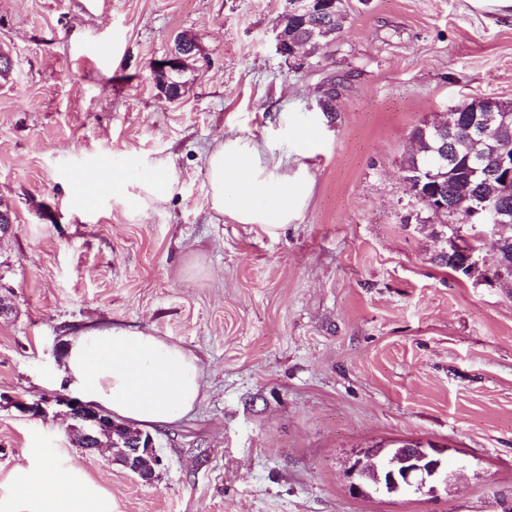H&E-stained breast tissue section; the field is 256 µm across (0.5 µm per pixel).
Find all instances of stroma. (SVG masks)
<instances>
[{
    "mask_svg": "<svg viewBox=\"0 0 512 512\" xmlns=\"http://www.w3.org/2000/svg\"><path fill=\"white\" fill-rule=\"evenodd\" d=\"M284 0H0V487L62 456L119 512H507L512 507V282L438 265V219L402 178L417 127L471 98L512 101V10L468 0H347L317 64L276 51ZM204 62L172 102L149 65L179 33ZM109 55H100L103 44ZM335 88L337 110L318 101ZM306 128L309 143L294 141ZM233 131L313 187L271 237L215 214L206 157ZM169 159L181 188L147 212L117 194ZM146 330L183 347L199 401L152 431L145 483L110 447L76 448L63 407L68 340ZM442 448L434 495L364 498L348 468L380 443Z\"/></svg>",
    "mask_w": 512,
    "mask_h": 512,
    "instance_id": "stroma-1",
    "label": "stroma"
}]
</instances>
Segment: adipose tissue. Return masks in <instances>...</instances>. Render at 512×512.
<instances>
[{
    "label": "adipose tissue",
    "instance_id": "obj_1",
    "mask_svg": "<svg viewBox=\"0 0 512 512\" xmlns=\"http://www.w3.org/2000/svg\"><path fill=\"white\" fill-rule=\"evenodd\" d=\"M147 170L133 195L143 211L166 203L180 186V173L168 161L150 162ZM205 178L213 211L271 236L293 222L311 192L306 166L288 172L279 159L232 131L209 153ZM60 378L79 400L144 427L191 411L201 388L192 354L150 333L116 326L72 337ZM0 512H116V505L88 474L44 456L12 474L0 494Z\"/></svg>",
    "mask_w": 512,
    "mask_h": 512
}]
</instances>
